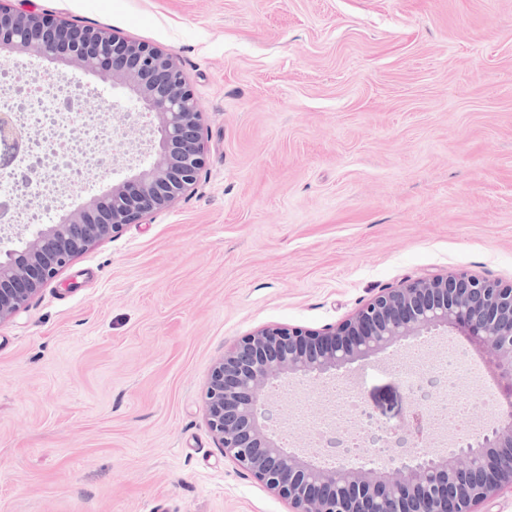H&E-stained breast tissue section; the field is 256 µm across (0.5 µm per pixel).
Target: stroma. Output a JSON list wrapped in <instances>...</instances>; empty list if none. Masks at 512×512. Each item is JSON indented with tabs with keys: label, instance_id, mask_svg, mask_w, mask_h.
Segmentation results:
<instances>
[{
	"label": "stroma",
	"instance_id": "1",
	"mask_svg": "<svg viewBox=\"0 0 512 512\" xmlns=\"http://www.w3.org/2000/svg\"><path fill=\"white\" fill-rule=\"evenodd\" d=\"M34 3L172 53L207 153L193 190L0 325V512H288L209 430L213 364L407 281L512 285V0ZM424 346L465 371L422 368L412 398L400 351L341 380L395 421L505 408L489 352L453 331ZM322 388H280L272 425L321 420Z\"/></svg>",
	"mask_w": 512,
	"mask_h": 512
}]
</instances>
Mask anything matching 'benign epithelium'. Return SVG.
I'll use <instances>...</instances> for the list:
<instances>
[{"mask_svg": "<svg viewBox=\"0 0 512 512\" xmlns=\"http://www.w3.org/2000/svg\"><path fill=\"white\" fill-rule=\"evenodd\" d=\"M57 62L69 71L109 73L134 110L115 115L133 124L152 118L147 159L132 174L91 195L18 248L0 236V324L29 307L91 246L174 204L198 181L205 157L202 112L172 54L130 36L42 12L33 0H0V51ZM29 135L14 109L0 110V175L23 183L34 168L17 159ZM456 328L488 350L501 378L512 382V286L466 273L436 275L384 290L337 325L322 330L273 324L242 337L213 366L203 405L224 457L286 501L289 512H482L512 494V405L448 447L419 449L422 411L411 407L399 426L363 410L385 436L371 457L331 463L287 446L269 426L279 383L334 376L423 336Z\"/></svg>", "mask_w": 512, "mask_h": 512, "instance_id": "benign-epithelium-1", "label": "benign epithelium"}]
</instances>
